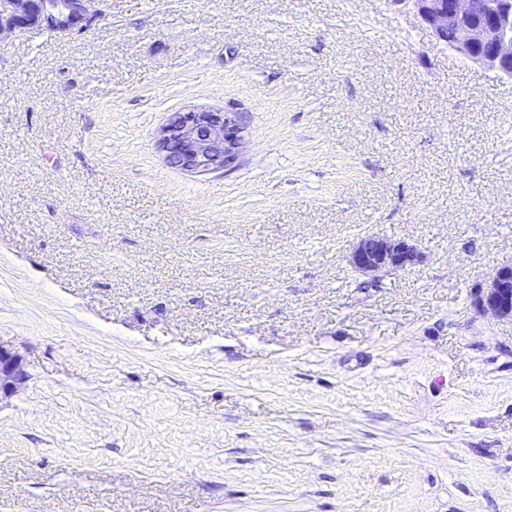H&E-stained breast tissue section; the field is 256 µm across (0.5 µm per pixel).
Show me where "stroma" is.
<instances>
[{
	"instance_id": "obj_1",
	"label": "stroma",
	"mask_w": 512,
	"mask_h": 512,
	"mask_svg": "<svg viewBox=\"0 0 512 512\" xmlns=\"http://www.w3.org/2000/svg\"><path fill=\"white\" fill-rule=\"evenodd\" d=\"M241 113L234 167L156 133ZM402 239L372 280L350 254ZM512 79L399 0H104L0 36V512H512ZM418 258L416 247L405 240L368 235L354 247L350 262L358 271L377 275L411 267ZM476 308L500 318L512 317V264L503 263L493 272L485 287L474 289ZM26 378L22 359L0 347V392H13Z\"/></svg>"
}]
</instances>
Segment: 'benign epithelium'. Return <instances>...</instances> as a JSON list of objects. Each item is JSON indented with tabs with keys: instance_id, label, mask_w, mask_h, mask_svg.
Returning a JSON list of instances; mask_svg holds the SVG:
<instances>
[{
	"instance_id": "1",
	"label": "benign epithelium",
	"mask_w": 512,
	"mask_h": 512,
	"mask_svg": "<svg viewBox=\"0 0 512 512\" xmlns=\"http://www.w3.org/2000/svg\"><path fill=\"white\" fill-rule=\"evenodd\" d=\"M101 0H0V35L40 25L67 32L91 13ZM416 12L436 38L467 59L512 78V0H393ZM247 128L238 112L197 108L176 113L156 136L166 158L191 173L220 171L240 155ZM416 247L402 239L363 237L350 262L355 269L377 275L406 269L418 262ZM476 308L500 318L512 317V264L503 263L486 286L474 289ZM27 373L22 359L0 347V392H12Z\"/></svg>"
}]
</instances>
